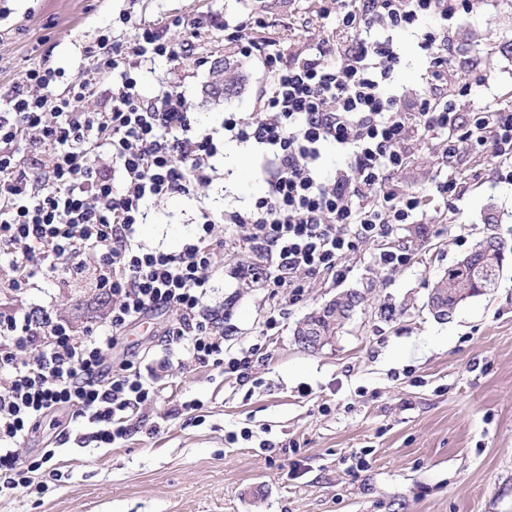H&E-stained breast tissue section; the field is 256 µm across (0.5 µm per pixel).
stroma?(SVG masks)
<instances>
[{"mask_svg": "<svg viewBox=\"0 0 512 512\" xmlns=\"http://www.w3.org/2000/svg\"><path fill=\"white\" fill-rule=\"evenodd\" d=\"M343 7L342 0H0V98L28 70L49 66L93 80L97 92L83 106L100 109L116 78L87 66L83 51L104 31L129 44L132 25L119 20L128 14L166 27L184 46L177 60L143 63L142 94L180 85L204 131L225 113L257 111L268 75L257 58L228 46L223 32L195 37L191 23L216 15L232 27L260 17L263 36L293 54L335 37ZM421 35L395 37L401 65L394 82L409 93L424 84ZM448 56L446 89L458 112L512 109V0H469L468 13L448 29ZM219 60L245 78L225 101L210 93ZM478 73L486 86L474 85ZM447 146L432 134L414 141L395 175L420 196L416 223L387 240L410 248L407 266H378L377 244H364L346 260L343 278L311 281L268 332L266 289L235 276L247 253H219L203 308L223 318L227 355L264 343L267 355L254 363L250 381L191 364L165 345L170 313L128 327L113 358L150 352L161 389L144 410L145 426L114 448L62 445L52 462L60 478H46L39 494L0 493V512H512V254L500 287L467 298L449 320L426 308L435 280L476 241L495 234L512 242V161L464 149L452 163ZM239 151L244 164L225 156L200 196L151 205L141 240L178 249L201 209L231 212L262 193L255 149ZM448 176L461 187L450 203L433 191ZM346 290L364 302L335 342L314 353L300 348L297 322ZM46 300L77 329L100 321L108 306L90 268L62 287L40 280L20 297L0 293V304L16 309ZM194 399L201 409H183ZM245 428L252 438L241 439Z\"/></svg>", "mask_w": 512, "mask_h": 512, "instance_id": "1", "label": "stroma"}]
</instances>
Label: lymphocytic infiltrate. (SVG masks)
<instances>
[{
	"label": "lymphocytic infiltrate",
	"instance_id": "1",
	"mask_svg": "<svg viewBox=\"0 0 512 512\" xmlns=\"http://www.w3.org/2000/svg\"><path fill=\"white\" fill-rule=\"evenodd\" d=\"M467 7L468 0H352L337 18L350 41L291 57L275 42L250 37L262 19L225 29V42L258 58L270 81L252 117L231 112L204 133L180 87L153 98L141 92L142 61L181 51L157 26L137 25L126 46L105 32L87 48L88 58L118 76L97 111L82 107L93 92L89 80L51 67L26 72L0 112V264L13 272L8 288L24 292L39 277L62 285L90 266L112 305L81 330L46 305L0 309V489L39 486L54 449L26 466L18 449L55 411H69L80 444L109 448L135 431V417L160 390L135 361L113 362L112 350L127 327L152 314L174 311L166 342L192 361L248 379L262 344L225 356L224 336L202 307L217 251L245 250L239 279L296 303L310 280L342 277L347 257L363 244L412 223L420 199L392 176L418 133L447 135L452 154L463 145L488 146L492 158H512L511 110L464 118L442 92L448 23ZM418 27L426 86L410 96L393 84L400 64L393 35ZM60 81L62 93L47 96ZM228 141L256 146L264 194L240 210L203 212L179 249L144 245L138 228L149 204L195 194L210 182ZM329 146L340 161L328 173L322 159ZM95 149L112 167L89 164ZM218 223L230 227L221 240ZM23 347L35 351L33 360L18 359Z\"/></svg>",
	"mask_w": 512,
	"mask_h": 512
}]
</instances>
